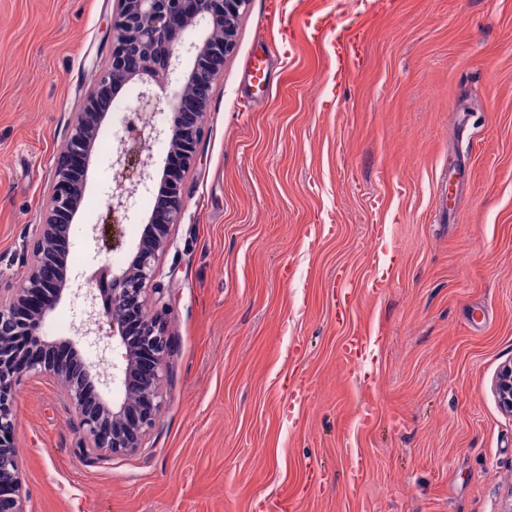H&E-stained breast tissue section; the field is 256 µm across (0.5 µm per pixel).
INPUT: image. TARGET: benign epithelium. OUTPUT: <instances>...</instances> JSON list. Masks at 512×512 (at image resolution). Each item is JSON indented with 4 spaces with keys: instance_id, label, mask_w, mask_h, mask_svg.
<instances>
[{
    "instance_id": "1",
    "label": "benign epithelium",
    "mask_w": 512,
    "mask_h": 512,
    "mask_svg": "<svg viewBox=\"0 0 512 512\" xmlns=\"http://www.w3.org/2000/svg\"><path fill=\"white\" fill-rule=\"evenodd\" d=\"M250 0H116L109 29L111 47L106 64L98 70L87 105L77 113L67 146L55 161L49 204L36 227L34 261L26 286L0 296V512H25L19 461L15 448V393L23 376L47 374L63 399L80 416L79 448L87 459L107 461L144 447L161 406V387L169 357L165 323L147 310L156 287L158 259L168 249L171 228L185 207L183 179L198 157L201 127L196 117L209 97L202 87L224 70L237 47L240 19ZM202 31L189 42L184 34ZM193 59L182 69L183 56ZM132 79L141 84L137 140L124 138L112 149L114 188L106 200L112 232L135 211L126 182L155 180L152 154L140 143L164 138L177 163L164 172L166 195L147 217L127 265L117 271L98 268L96 288L85 293L87 318L73 325L76 336H105L112 340V376L98 364L81 360L79 366L65 352L77 349L72 338L51 339L46 319L68 290L61 279L73 219L81 207L86 176L81 162L91 155L106 113L99 102L109 89ZM169 90L162 98L153 89ZM194 91L186 93V88ZM170 112L168 125L155 122L158 112ZM112 388L116 397L104 390ZM493 391L499 407L512 413V360L495 377Z\"/></svg>"
}]
</instances>
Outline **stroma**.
I'll return each mask as SVG.
<instances>
[{"label":"stroma","mask_w":512,"mask_h":512,"mask_svg":"<svg viewBox=\"0 0 512 512\" xmlns=\"http://www.w3.org/2000/svg\"><path fill=\"white\" fill-rule=\"evenodd\" d=\"M252 0L212 84L185 208L159 259L171 342L145 445L95 463L48 377L17 388L25 512H512V0H292L363 35L337 72ZM114 0H0V294L26 280L54 165L107 57ZM270 82L248 88L253 54ZM114 187L95 151L73 257ZM365 336L359 366L339 344ZM311 390L287 405L290 380ZM369 461L356 474L354 456ZM323 473L310 488L307 462ZM493 391L499 407L505 412L512 413V360L499 368Z\"/></svg>","instance_id":"1"}]
</instances>
